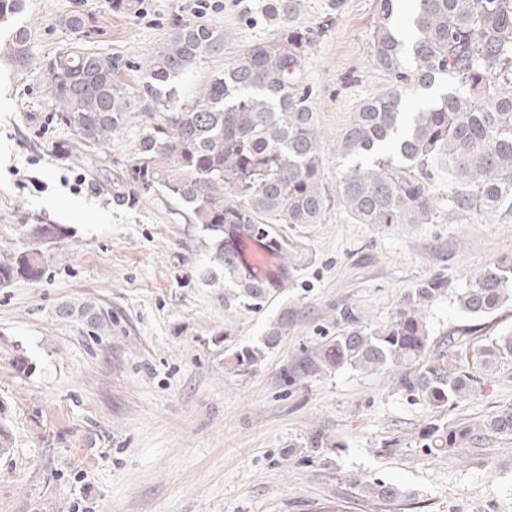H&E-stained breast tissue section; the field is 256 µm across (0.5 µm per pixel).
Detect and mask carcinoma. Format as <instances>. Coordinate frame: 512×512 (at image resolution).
Segmentation results:
<instances>
[{"label": "carcinoma", "instance_id": "carcinoma-1", "mask_svg": "<svg viewBox=\"0 0 512 512\" xmlns=\"http://www.w3.org/2000/svg\"><path fill=\"white\" fill-rule=\"evenodd\" d=\"M301 0H269L277 37L257 42L215 74L192 101L180 102L174 81L220 52L224 38L211 24L174 19L164 45L146 60L136 92L126 88L124 65L81 43L51 58L44 71L56 120L85 147L102 146L141 105L158 114L142 127L127 181L139 193H160L207 233L205 276L231 282L225 303L260 308L274 285L257 286L243 266L238 239L246 233L281 254L272 224H319L330 198L323 184L324 136L312 91L297 78L312 46L299 22ZM25 0H0V25L12 24ZM399 0H381L373 32L372 64L388 75L390 90L362 99L336 140L343 160L337 192L356 224H454L461 219H512V90L497 78L512 71V0H415L405 22H396ZM31 33H11L10 54L26 64ZM446 90L406 111L408 98L439 85ZM34 245L0 254V288L17 279L36 281L44 271L43 246L67 236L59 224L30 229ZM448 291L429 278L407 292L382 326L340 311L343 328L310 352L304 370L391 369L399 389L431 413L418 432L420 447L436 456L487 437L512 438V407L482 420H443L480 382L477 370L512 359V334L471 342L448 337L432 347L427 308ZM474 316L512 303V258L476 274L456 296ZM96 333L112 328V312L96 302L59 310ZM288 308L268 324L260 345L234 354L237 365L262 361L288 333ZM363 492L383 502L406 489L366 481Z\"/></svg>", "mask_w": 512, "mask_h": 512}]
</instances>
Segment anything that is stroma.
Instances as JSON below:
<instances>
[{
	"instance_id": "stroma-1",
	"label": "stroma",
	"mask_w": 512,
	"mask_h": 512,
	"mask_svg": "<svg viewBox=\"0 0 512 512\" xmlns=\"http://www.w3.org/2000/svg\"><path fill=\"white\" fill-rule=\"evenodd\" d=\"M266 0H27L30 62L8 55L0 31V250L22 251L35 224L68 234L45 251L39 280L0 288V423L14 438L0 453V512H512V439L489 437L466 461L437 458L417 433L429 411L400 392L394 373L352 368L302 372L313 347L336 333V311L385 324L405 294L435 277L445 296L427 310L435 343L475 324L484 338L512 333V306L471 319L456 295L472 276L512 255V221L357 224L331 200L319 224H275L294 247L292 277L263 308L225 304L232 284L208 280L206 235L161 195L136 203L117 177L134 157L143 111L88 169L76 133L58 124L44 60L83 42L139 67L167 40L173 17L211 23L220 53L178 83L191 100L210 76L249 45L272 38ZM314 44L300 77L313 90L324 134L323 183L342 170L336 139L358 102L391 86L371 64L378 0H302ZM89 22L76 34L72 11ZM97 301L112 329L89 335L60 318L65 303ZM292 322L256 366L233 355L257 344L281 309ZM475 392L445 413L478 420L512 407V360L493 365ZM343 443L340 455L304 459L315 435ZM403 486L387 504L360 484Z\"/></svg>"
}]
</instances>
